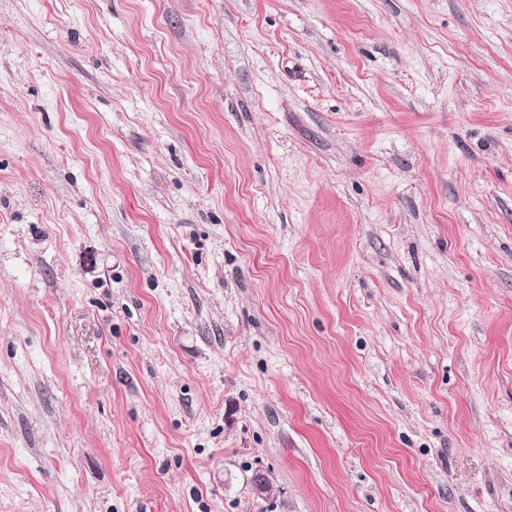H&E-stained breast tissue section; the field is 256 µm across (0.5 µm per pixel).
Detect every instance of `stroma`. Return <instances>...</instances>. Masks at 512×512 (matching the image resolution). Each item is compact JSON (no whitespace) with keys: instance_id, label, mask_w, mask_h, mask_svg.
I'll return each mask as SVG.
<instances>
[{"instance_id":"obj_1","label":"stroma","mask_w":512,"mask_h":512,"mask_svg":"<svg viewBox=\"0 0 512 512\" xmlns=\"http://www.w3.org/2000/svg\"><path fill=\"white\" fill-rule=\"evenodd\" d=\"M0 512H512V0H0Z\"/></svg>"}]
</instances>
